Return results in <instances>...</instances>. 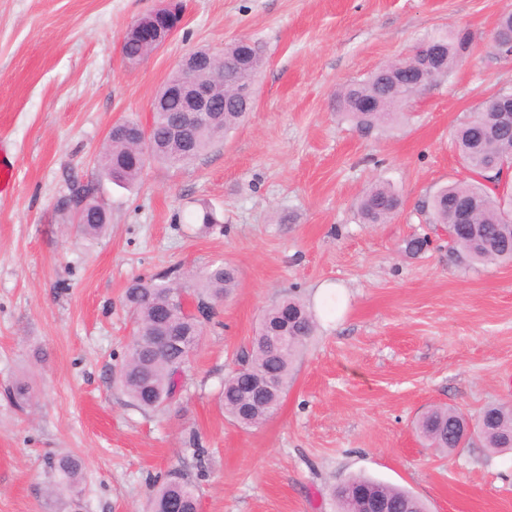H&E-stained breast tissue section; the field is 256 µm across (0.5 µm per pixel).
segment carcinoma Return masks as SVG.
<instances>
[{"mask_svg":"<svg viewBox=\"0 0 512 512\" xmlns=\"http://www.w3.org/2000/svg\"><path fill=\"white\" fill-rule=\"evenodd\" d=\"M472 43V34L460 30L448 36H432L420 40L414 49L430 44L441 49L437 77L448 75L462 62L463 51ZM124 56L131 62L149 54L145 45L128 34L123 45ZM242 45L236 40L224 46V93L232 94L237 86L254 80L265 64L261 46L251 53V60H241ZM426 81L418 71H399L391 63L377 67L363 81L351 82L336 94L338 111L365 132L380 129L392 122L410 96L405 84ZM181 102L167 99V111L155 116L154 127L142 149L120 135H109L108 145L100 160V176L119 184H130L140 176L147 163L161 161L171 166L185 165L205 153L219 138L231 133L245 119L239 103L227 99L217 111L203 116L194 125L190 149L176 155L167 144L170 120L180 114ZM492 113L476 115L455 133L454 140L464 167L476 174L472 182H455L422 202L421 209L431 215V224L448 232V244L455 259L467 265L512 263V235H505L503 216L512 212V196H503L486 185L496 172L490 165L496 160L512 158V131L501 132L495 140L485 142L481 124ZM86 203L77 228L89 238L99 236L107 223V214L95 200L91 189H84ZM472 196L479 209L472 223L461 224L451 201ZM403 201L389 185H372L359 203V216L364 224H383L402 207ZM238 271L229 264H212L195 278L193 292L170 283L166 273L147 281L137 280L125 291V300L134 317L133 338L117 378L122 391L135 406L157 410L168 402L181 385L185 369L198 349L202 323L187 309L185 296H195V303L214 306L236 286ZM316 330L314 315L297 296H287L268 308L261 320L249 351L240 361L241 368L224 380L221 402L224 413L236 424L257 427L270 418L288 391L293 364ZM175 341L160 349L153 347V337L160 332ZM270 376L278 379L281 394L259 398L253 391V378ZM473 432L467 433L468 423ZM416 430L429 444L442 452L467 448L472 438L492 450H512V404L487 406L472 420L454 408L433 407L416 422ZM48 465L58 480L50 496L78 500L82 462L71 456L49 458ZM333 495L339 512H366L367 501L387 504V512H426L424 503L403 488L363 475L354 476L336 487ZM197 484L188 474L175 470L150 490L147 512H198Z\"/></svg>","mask_w":512,"mask_h":512,"instance_id":"cac0c4a2","label":"carcinoma"}]
</instances>
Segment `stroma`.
I'll list each match as a JSON object with an SVG mask.
<instances>
[{
  "label": "stroma",
  "instance_id": "stroma-1",
  "mask_svg": "<svg viewBox=\"0 0 512 512\" xmlns=\"http://www.w3.org/2000/svg\"><path fill=\"white\" fill-rule=\"evenodd\" d=\"M161 3L0 0V143L15 167L0 193V512H71L47 494L58 454L84 462L81 512H145L174 468L199 486V512H337L332 490L355 475L430 512H512V451L444 455L415 430L438 405L474 418L512 402V265L457 264L420 208L468 180L452 133L512 88V57L492 41L512 0H183L177 33L129 65L125 31ZM458 29L473 35L465 60L393 126L366 133L337 112L339 87ZM239 38L265 50L247 120L189 165L152 162L125 186L101 178L113 123L150 124L189 54L220 57ZM378 182L404 205L360 223ZM77 183L108 213L94 240L60 206ZM205 205L217 223H198ZM416 237L429 243L408 254ZM221 262L238 284L183 389L165 410L135 407L116 381L133 334L126 288ZM290 294L316 333L277 412L241 428L220 406L224 379Z\"/></svg>",
  "mask_w": 512,
  "mask_h": 512
}]
</instances>
